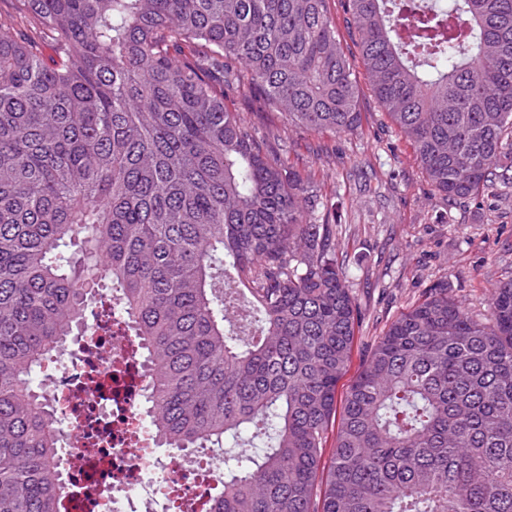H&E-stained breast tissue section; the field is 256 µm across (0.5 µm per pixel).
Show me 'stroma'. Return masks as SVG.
<instances>
[{
    "label": "stroma",
    "mask_w": 512,
    "mask_h": 512,
    "mask_svg": "<svg viewBox=\"0 0 512 512\" xmlns=\"http://www.w3.org/2000/svg\"><path fill=\"white\" fill-rule=\"evenodd\" d=\"M273 149L336 205V244L349 271L358 324L345 393L371 346L401 312L442 285L476 318L499 283L512 279V168L479 195L446 201L425 181L410 145L362 91L352 134L285 129L283 119L250 98L229 101Z\"/></svg>",
    "instance_id": "obj_1"
}]
</instances>
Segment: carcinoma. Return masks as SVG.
I'll return each mask as SVG.
<instances>
[{"label":"carcinoma","mask_w":512,"mask_h":512,"mask_svg":"<svg viewBox=\"0 0 512 512\" xmlns=\"http://www.w3.org/2000/svg\"><path fill=\"white\" fill-rule=\"evenodd\" d=\"M17 2L0 14V512H56L58 438L28 379L103 288L148 353L158 439L224 449L209 512H512V280L482 320L430 289L337 403L358 311L336 207L226 105L249 91L291 127L359 129L327 0ZM342 6L428 185L477 195L512 164V0Z\"/></svg>","instance_id":"1"}]
</instances>
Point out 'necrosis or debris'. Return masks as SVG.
<instances>
[{
  "mask_svg": "<svg viewBox=\"0 0 512 512\" xmlns=\"http://www.w3.org/2000/svg\"><path fill=\"white\" fill-rule=\"evenodd\" d=\"M92 327L43 387L60 448L59 512H204L208 489L224 482L223 450L204 462L160 455L143 423L147 372L136 336L104 298Z\"/></svg>",
  "mask_w": 512,
  "mask_h": 512,
  "instance_id": "necrosis-or-debris-1",
  "label": "necrosis or debris"
}]
</instances>
